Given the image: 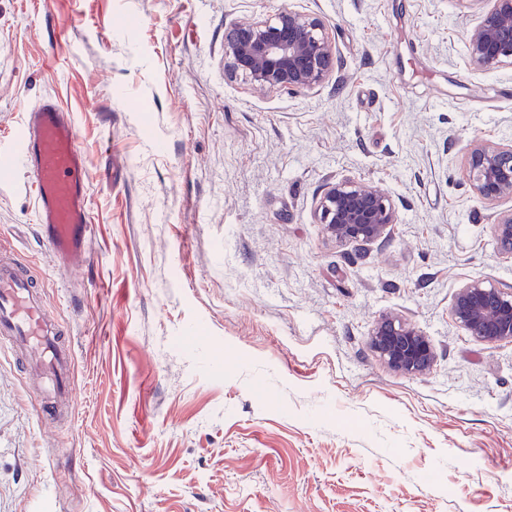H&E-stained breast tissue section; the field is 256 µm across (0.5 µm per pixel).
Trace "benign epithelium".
Returning <instances> with one entry per match:
<instances>
[{
    "label": "benign epithelium",
    "instance_id": "7a95c632",
    "mask_svg": "<svg viewBox=\"0 0 512 512\" xmlns=\"http://www.w3.org/2000/svg\"><path fill=\"white\" fill-rule=\"evenodd\" d=\"M489 2L490 9L468 37L471 61L484 70L512 67V0ZM335 56L324 20L287 9L270 18L242 20L224 40L225 70L259 92L311 91L325 80ZM467 170L479 199H512V144L475 142L467 152ZM317 214L329 236L358 246L385 238L397 223L383 190L344 177L325 188ZM492 233L502 253L512 257V208L495 215ZM451 317L488 345L512 343V286L502 288L489 280L465 283L455 295ZM369 344L384 364L408 376L426 372L435 361L428 338L396 315L373 326Z\"/></svg>",
    "mask_w": 512,
    "mask_h": 512
}]
</instances>
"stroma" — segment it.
<instances>
[{
    "mask_svg": "<svg viewBox=\"0 0 512 512\" xmlns=\"http://www.w3.org/2000/svg\"><path fill=\"white\" fill-rule=\"evenodd\" d=\"M290 8L336 44L310 92L224 70L240 20ZM485 0H0V138L47 96L70 110L96 234L69 285L21 174L0 246L67 325L78 410L44 422L0 342V512H512V344L450 308L512 285L476 139L512 143V67L470 60ZM379 186L368 249L315 217L330 180ZM81 306H74L71 293ZM387 314L430 340L408 377L368 345Z\"/></svg>",
    "mask_w": 512,
    "mask_h": 512,
    "instance_id": "obj_1",
    "label": "stroma"
}]
</instances>
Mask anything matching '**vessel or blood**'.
I'll use <instances>...</instances> for the list:
<instances>
[{
    "label": "vessel or blood",
    "mask_w": 512,
    "mask_h": 512,
    "mask_svg": "<svg viewBox=\"0 0 512 512\" xmlns=\"http://www.w3.org/2000/svg\"><path fill=\"white\" fill-rule=\"evenodd\" d=\"M70 112L54 98L23 114L17 132L0 140V171L23 170L35 196L39 234L67 275L84 270L95 235L90 218L87 165L76 145ZM66 331L47 310L43 286L23 270L14 252H0V339L46 378L36 399L49 422L74 416V362Z\"/></svg>",
    "instance_id": "vessel-or-blood-1"
}]
</instances>
